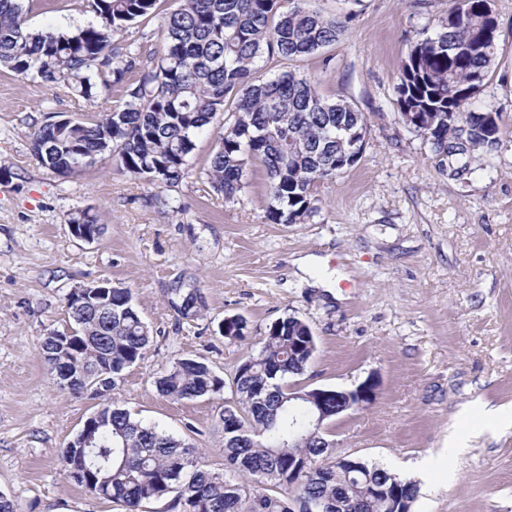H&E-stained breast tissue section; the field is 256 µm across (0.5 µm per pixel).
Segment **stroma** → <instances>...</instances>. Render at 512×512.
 <instances>
[{"label": "stroma", "instance_id": "obj_1", "mask_svg": "<svg viewBox=\"0 0 512 512\" xmlns=\"http://www.w3.org/2000/svg\"><path fill=\"white\" fill-rule=\"evenodd\" d=\"M30 28L94 23L85 0H20ZM344 23L335 45L296 62L322 94L366 116L357 163L316 187L317 210L301 224H274L265 171L253 163L237 199L225 201L197 174L216 128L196 139L193 169L169 188L115 171L111 160L59 176L32 156L34 126L94 119L104 100H83L0 69V492L20 512H125L66 478L60 454L98 408L59 392L39 354L48 330L70 326L66 296L101 279L131 288L153 341L114 392L124 408L204 449L224 466L217 399L173 402L155 381L193 358L231 380L277 319L310 326L317 349L298 384L377 385V400L330 424L338 453L376 462L418 484L412 512H512V0H492L496 60L474 99L500 115L498 141L467 158L462 176L400 118L396 85L413 41L434 34L454 0H309ZM97 211L100 240L72 236L67 220ZM311 257L300 273L295 261ZM332 281V290L319 288ZM195 288L198 314L182 317L179 289ZM243 315V341L221 336ZM476 435L457 456L450 433Z\"/></svg>", "mask_w": 512, "mask_h": 512}]
</instances>
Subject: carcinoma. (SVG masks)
Returning a JSON list of instances; mask_svg holds the SVG:
<instances>
[{
	"mask_svg": "<svg viewBox=\"0 0 512 512\" xmlns=\"http://www.w3.org/2000/svg\"><path fill=\"white\" fill-rule=\"evenodd\" d=\"M97 22L68 30L27 27L18 0H0V67L21 79L60 86L93 101L98 91L119 100L97 119L41 124L31 134L32 156L52 173L68 175L110 157L116 170L173 187L190 172L198 133L227 115L201 174L224 200H235L247 167L259 162L274 201V224H301L314 211L316 182L354 166L368 130L366 116L347 100L321 95L290 64L338 40L343 23L306 7V0H179L161 17L163 51L140 43L115 45L130 25L154 16L158 0H87ZM491 0H458L448 23L413 43L396 86L401 119L426 134L437 155H465L489 146L500 116L469 109L496 58L481 40ZM278 64L272 79L257 76L258 63ZM138 77L130 80L129 74ZM470 126L468 145H448L454 122ZM112 315L101 322L93 309L67 300L74 334L68 347L43 336L41 358L56 382L55 362L71 372L97 366L103 374L94 396L109 397L124 369L139 362L151 329L129 288L110 291ZM310 326L296 315L273 322L258 352L234 374V400L224 407V469L205 453L109 401L86 433L96 457L68 444L63 473L91 491L108 488V500L139 512L165 501L168 512H290L294 495L321 502L323 512H411L417 485L376 465L354 474L322 447L311 424L313 406L288 400V378L306 374ZM231 341L249 334L241 315L224 319ZM224 379L199 360L171 364L156 380L171 400L224 396Z\"/></svg>",
	"mask_w": 512,
	"mask_h": 512,
	"instance_id": "cac0c4a2",
	"label": "carcinoma"
}]
</instances>
